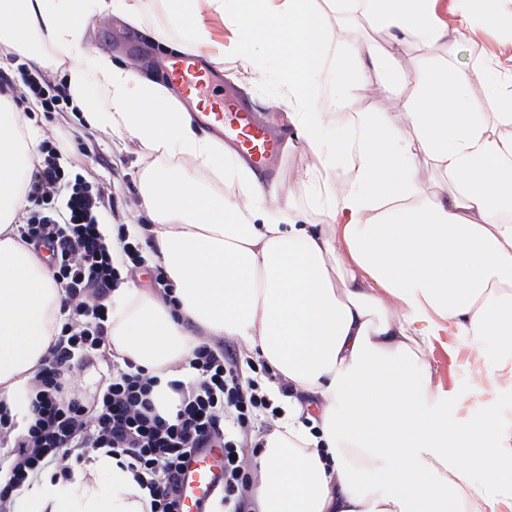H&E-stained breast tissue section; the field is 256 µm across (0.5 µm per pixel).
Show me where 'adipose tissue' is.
I'll return each instance as SVG.
<instances>
[{
	"label": "adipose tissue",
	"instance_id": "1",
	"mask_svg": "<svg viewBox=\"0 0 512 512\" xmlns=\"http://www.w3.org/2000/svg\"><path fill=\"white\" fill-rule=\"evenodd\" d=\"M181 50L213 46L205 10L219 14L244 71L276 76L296 130L291 150L312 158L305 188L265 182L196 126L157 83L85 53L92 16L108 10L139 20V0H0V43L44 65L43 45L76 55L63 72L72 105L90 127L137 139L158 159L139 192L150 256L174 287L176 304L145 288L112 291L107 345L158 379L193 382L187 361L207 335L243 342L288 381L270 395L280 428L265 439L260 512H458L472 490V460L491 439L512 434L494 418L452 428L425 357L423 329L446 321L478 343L512 345V84L500 64L462 69L424 59L409 79L402 113L349 110L365 74L408 44L428 50L454 39L438 0H332L337 14L382 24L391 41L322 45L315 0H156ZM107 107L89 109V83ZM496 101L483 111L480 99ZM409 128H402L400 114ZM20 115L0 99V401L23 433L34 377L59 332L63 290L49 265L19 241L22 186L37 158ZM448 188L424 194L420 166ZM238 183L214 193L199 174ZM316 408L311 424L301 415ZM471 460L463 462L459 449ZM13 512H146L131 473L96 452L69 480L43 474L15 498Z\"/></svg>",
	"mask_w": 512,
	"mask_h": 512
}]
</instances>
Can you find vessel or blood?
<instances>
[{"mask_svg":"<svg viewBox=\"0 0 512 512\" xmlns=\"http://www.w3.org/2000/svg\"><path fill=\"white\" fill-rule=\"evenodd\" d=\"M156 68L183 105H192L198 99L208 101L209 108L201 113V121L216 129L225 146L247 166L266 170L280 156V139L259 121L248 104L237 95L217 93L220 73L201 55H164L157 59ZM222 461L223 451L219 448L194 453L180 476L185 512H201L203 504L212 497Z\"/></svg>","mask_w":512,"mask_h":512,"instance_id":"b4317fda","label":"vessel or blood"}]
</instances>
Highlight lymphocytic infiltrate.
I'll list each match as a JSON object with an SVG mask.
<instances>
[{
  "instance_id": "1",
  "label": "lymphocytic infiltrate",
  "mask_w": 512,
  "mask_h": 512,
  "mask_svg": "<svg viewBox=\"0 0 512 512\" xmlns=\"http://www.w3.org/2000/svg\"><path fill=\"white\" fill-rule=\"evenodd\" d=\"M17 106L33 102L41 111L69 109L63 86L50 83L28 63L0 74V97ZM36 163L25 183L26 220L20 240L50 250L54 276L64 286L60 332L35 379L30 397V425L7 456L9 477L0 484V512H10L14 496L43 472L67 474L70 460L97 451L121 458L149 501V512H180L179 475L193 449L211 444L224 450L219 487L224 512H255L248 495L252 478L241 450L263 447L259 416L276 410L264 390L266 365L241 360L206 342L193 351L192 385L169 381L175 411L162 414L154 399L156 377L131 360L113 362L112 377L96 401L86 402L72 384L76 361L106 347L110 322L106 304L126 265L141 264L140 240L125 226L116 229L121 260L99 233L107 216L105 197L73 167L64 165L59 143L39 145Z\"/></svg>"
}]
</instances>
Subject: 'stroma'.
<instances>
[{
	"mask_svg": "<svg viewBox=\"0 0 512 512\" xmlns=\"http://www.w3.org/2000/svg\"><path fill=\"white\" fill-rule=\"evenodd\" d=\"M460 41L435 48V56L452 59L466 67L479 56L512 55V33L473 21L462 26ZM174 37L175 31L159 15L153 0H141L140 24L131 26L122 17L105 13L96 16L87 28L85 42L111 55L113 63L131 69L137 75L153 77V62L163 50L151 39V32ZM420 57L414 47L400 54L399 69L392 75L385 93H377L379 76L368 73L365 82L354 92L352 108L366 112L398 111L407 80ZM219 70L227 86L235 88L249 103L252 111L278 133L288 130V102L278 86L275 73L256 78L243 71L236 55L225 51ZM27 132L51 140L66 130L78 131V139L68 147L66 156L87 180L99 185L112 198L111 224H141L138 185L143 172L156 164L157 158L140 142L118 136L111 129L90 130L79 113L40 111L25 113ZM426 363L434 385L448 395V422L455 425L473 418L493 417L512 431V377L503 367L512 363V347L487 346L477 351L472 337L457 335L440 324L435 330Z\"/></svg>",
	"mask_w": 512,
	"mask_h": 512,
	"instance_id": "35a3bbf8",
	"label": "stroma"
}]
</instances>
